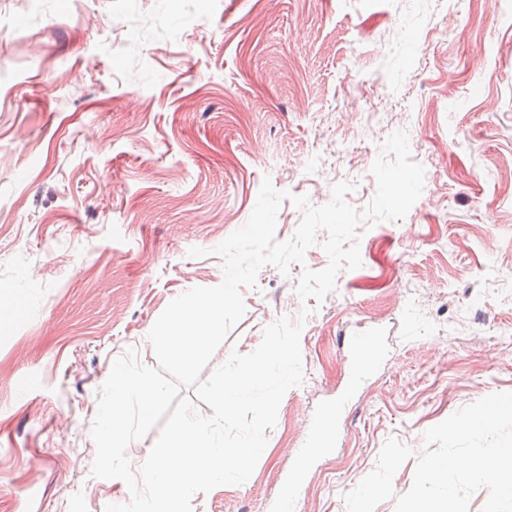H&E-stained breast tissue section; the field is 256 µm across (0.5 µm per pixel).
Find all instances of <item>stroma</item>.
Returning <instances> with one entry per match:
<instances>
[{
    "mask_svg": "<svg viewBox=\"0 0 512 512\" xmlns=\"http://www.w3.org/2000/svg\"><path fill=\"white\" fill-rule=\"evenodd\" d=\"M399 130L423 193L362 232L361 267L301 300L304 269L328 264L321 230L304 263L243 289L209 369L286 317L304 380L248 481L192 512H278L297 470V512H347L391 438L414 452L404 494L429 428L512 392V0H0V512L127 499L91 475L113 361L156 366L154 322L222 281L213 249L264 180L316 206L345 181L365 208ZM372 331L378 360L348 389V340ZM345 390L334 447L306 455Z\"/></svg>",
    "mask_w": 512,
    "mask_h": 512,
    "instance_id": "35a3bbf8",
    "label": "stroma"
}]
</instances>
